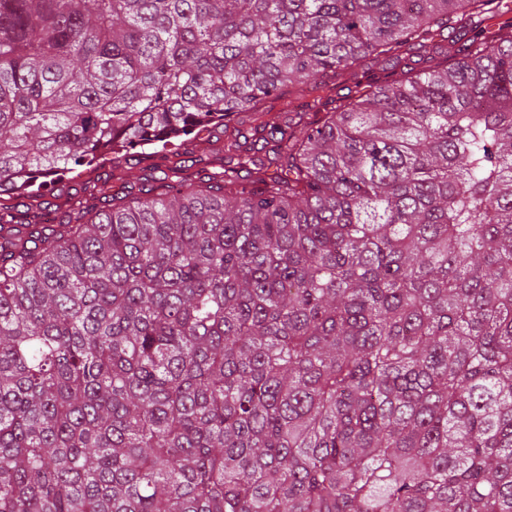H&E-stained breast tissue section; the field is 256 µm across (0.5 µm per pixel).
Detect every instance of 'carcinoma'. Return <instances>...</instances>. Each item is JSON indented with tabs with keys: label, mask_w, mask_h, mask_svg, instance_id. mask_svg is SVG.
<instances>
[{
	"label": "carcinoma",
	"mask_w": 512,
	"mask_h": 512,
	"mask_svg": "<svg viewBox=\"0 0 512 512\" xmlns=\"http://www.w3.org/2000/svg\"><path fill=\"white\" fill-rule=\"evenodd\" d=\"M510 12L0 0V512H512ZM242 112L235 167L127 165Z\"/></svg>",
	"instance_id": "1"
}]
</instances>
